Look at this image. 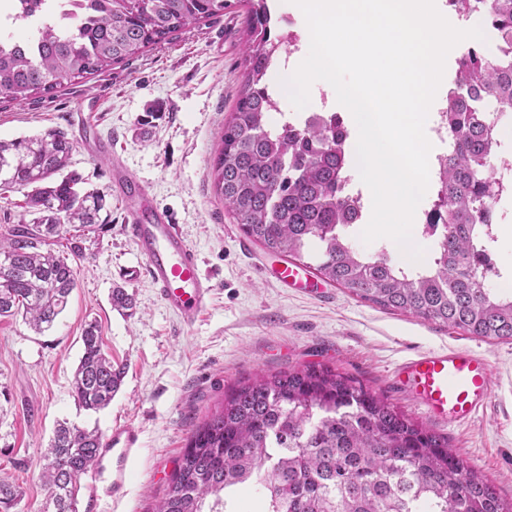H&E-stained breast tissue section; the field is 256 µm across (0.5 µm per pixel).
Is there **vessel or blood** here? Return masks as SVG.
<instances>
[{
	"instance_id": "1",
	"label": "vessel or blood",
	"mask_w": 512,
	"mask_h": 512,
	"mask_svg": "<svg viewBox=\"0 0 512 512\" xmlns=\"http://www.w3.org/2000/svg\"><path fill=\"white\" fill-rule=\"evenodd\" d=\"M114 180L122 196L138 200L125 232L144 259L143 265L127 267L123 278L134 281L147 276L166 308L184 326H193L213 292L198 252L165 212L149 207L144 191L127 173L115 174ZM274 276L283 287L300 289L309 296L322 289L316 280L301 279L298 266L291 263L275 269ZM396 383L418 399L430 417L456 422L484 412L493 392L488 360L460 347L416 352L398 366ZM140 446V431L129 422L115 424L101 445L98 476L112 503L122 502L127 495L129 468Z\"/></svg>"
}]
</instances>
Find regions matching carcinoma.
Listing matches in <instances>:
<instances>
[{"label": "carcinoma", "instance_id": "carcinoma-1", "mask_svg": "<svg viewBox=\"0 0 512 512\" xmlns=\"http://www.w3.org/2000/svg\"><path fill=\"white\" fill-rule=\"evenodd\" d=\"M243 81L224 122L213 163L216 192L245 237L293 263L304 258L323 280L384 310L482 339H512V290L488 287L498 236L494 204L512 191L492 163L502 121L512 120V56L470 46L457 62L448 101V157L436 182L429 222L434 257L403 266L386 247L354 243L348 128L317 122L271 130L277 108L269 71L286 46L272 35L268 0H243ZM512 39V0H457ZM64 26L28 21L17 43L0 37V103H20L65 82L128 62L224 12L225 0H87ZM74 150L60 129L0 141V190L24 192L25 213L0 233V318L22 316L50 330L70 302L86 260L81 236L54 250L65 228L102 223L106 192L84 191L64 173ZM125 313L134 300L111 292ZM71 391L98 411L121 389L124 367L103 350L97 321L84 325ZM95 428L58 424L41 455L49 491L44 512H78L75 476L96 467ZM250 492L261 512H512L496 487L468 466L448 437L423 427L359 379L329 367L259 373L233 387L192 431L156 512H239ZM21 493L0 475V512Z\"/></svg>", "mask_w": 512, "mask_h": 512}]
</instances>
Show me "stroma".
<instances>
[{
  "label": "stroma",
  "mask_w": 512,
  "mask_h": 512,
  "mask_svg": "<svg viewBox=\"0 0 512 512\" xmlns=\"http://www.w3.org/2000/svg\"><path fill=\"white\" fill-rule=\"evenodd\" d=\"M244 12L230 0L223 15L153 47L139 58L58 87L43 97L0 104V140L64 130L71 168L90 189L108 193L107 225L85 236L87 259L66 311L44 334L23 319L0 320V472L23 491L11 512H43L48 489L39 460L58 423L108 434L118 421L142 433L128 494L119 505L78 480V512H154L193 429L240 381L307 365H328L383 394L425 427L443 434L503 499L512 500V340H483L387 311L326 284L318 299L264 275L278 256L245 238L225 211L212 175L224 121L235 107L243 64ZM150 125H142L146 113ZM147 185L202 260L214 282L210 304L183 326L147 278L127 283L136 309L113 310L121 268L142 264L127 237L130 200L112 191V158ZM101 327L104 349L123 364L119 393L100 411L75 402L70 382L86 322ZM466 347L492 367L493 398L472 422L430 419L393 383L397 364L420 350Z\"/></svg>",
  "instance_id": "stroma-1"
}]
</instances>
